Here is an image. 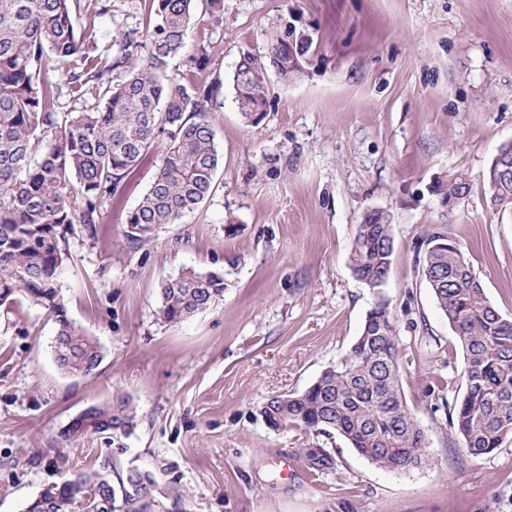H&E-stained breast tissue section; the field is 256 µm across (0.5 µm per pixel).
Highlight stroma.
<instances>
[{
	"label": "stroma",
	"instance_id": "obj_1",
	"mask_svg": "<svg viewBox=\"0 0 512 512\" xmlns=\"http://www.w3.org/2000/svg\"><path fill=\"white\" fill-rule=\"evenodd\" d=\"M143 14L139 0H112L100 46ZM287 28L301 38L297 74L270 77L255 126L225 89L213 114L215 188L194 213L148 245L126 243L123 223L162 162L156 153L113 198L96 240L70 238L62 295L69 318L99 340V365L65 374L55 320L38 305L0 316V512H25L66 469L115 480L130 467L162 469L187 512H512V439L474 457L449 426L464 354L418 252L448 228L512 318V213L488 206L483 182L512 142V0H224L223 25L191 35L210 41L227 77ZM456 171L471 190L450 209L439 187ZM371 210L388 214L394 239L379 292L351 269ZM186 272L223 276L224 299L166 322L160 283ZM380 294L431 458L402 471L376 468L338 434L275 430L261 414L349 353ZM117 394L136 410L129 435L65 443L73 418Z\"/></svg>",
	"mask_w": 512,
	"mask_h": 512
}]
</instances>
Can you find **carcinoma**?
I'll use <instances>...</instances> for the list:
<instances>
[{
    "label": "carcinoma",
    "instance_id": "cac0c4a2",
    "mask_svg": "<svg viewBox=\"0 0 512 512\" xmlns=\"http://www.w3.org/2000/svg\"><path fill=\"white\" fill-rule=\"evenodd\" d=\"M197 0H141L146 22L120 28L112 45L98 48L99 19L112 0H88L76 32L70 0H0V307L23 298L42 306L57 323L52 345L58 366L71 375L91 372L102 359L99 341L67 317L58 277L69 258L68 236H97L106 207L129 176L157 150L162 163L150 187L127 215L124 237L139 248L157 229L178 224L211 195L219 150L211 109L225 80L212 76L209 44L189 30ZM201 22L219 25L224 0H204ZM294 32L276 36L262 55L247 53L231 76L238 112H264L267 79L288 81V46ZM183 59L189 69H172ZM80 103L57 111L60 76ZM484 176L489 206L512 212V146L498 149ZM469 179L456 172L440 186L463 199ZM393 253L388 215L377 212L357 227L352 269L372 289L386 284ZM421 276L464 351L465 391L449 408V423L463 448L490 454L512 437V319L489 301L461 244L443 229L425 240ZM160 312L181 322L224 297V281L189 272L164 280ZM277 428L300 426L343 437L359 455L384 470L428 464L427 436L402 395L396 327L379 298L350 353L325 368L304 391L277 395L262 407ZM134 409L120 396L87 408L64 438L126 434ZM123 512H157L163 498L181 504L184 494L150 470L130 468L121 478ZM116 499L112 483L96 471H70L43 488L28 512H104Z\"/></svg>",
    "mask_w": 512,
    "mask_h": 512
}]
</instances>
